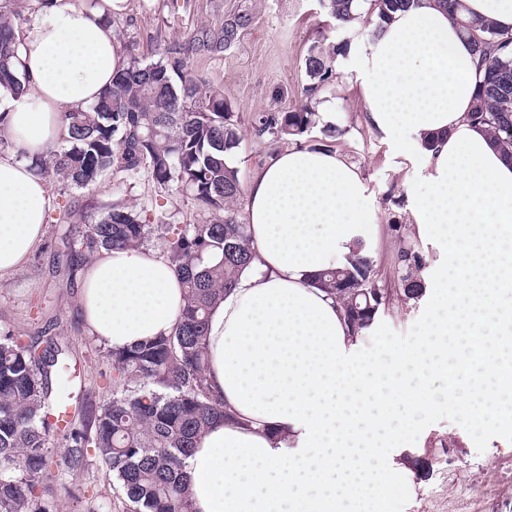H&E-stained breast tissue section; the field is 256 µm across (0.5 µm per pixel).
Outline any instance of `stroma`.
Segmentation results:
<instances>
[{
    "label": "stroma",
    "mask_w": 512,
    "mask_h": 512,
    "mask_svg": "<svg viewBox=\"0 0 512 512\" xmlns=\"http://www.w3.org/2000/svg\"><path fill=\"white\" fill-rule=\"evenodd\" d=\"M249 10L252 20L241 29L227 50L190 51L189 61L201 74L218 84L239 115L242 142L231 158L241 180L269 155L266 141L257 139L250 118L257 112L288 111L300 105L307 84L304 57L317 38H327L338 52L336 70L355 79L353 57L367 39L354 30L338 27L320 0H179L171 9L167 0H130L128 32L141 47L163 43L188 44L205 27L220 26L224 19ZM339 137L326 132L320 122L299 139L307 147L330 146L357 165L372 193L382 226L372 248L376 267L393 271L403 240L409 239L406 207L408 190L420 186L418 170L402 164L388 146L370 133L355 102L333 89ZM53 201L43 241L18 271L0 281V332L12 331L31 342L55 337L70 349L69 374L73 391L87 388L103 400L112 392V366L107 349L86 334L78 307V275L65 265L63 237L82 239L112 203L148 207L162 204L171 223H185L193 211L189 199L176 186L161 187L148 176L121 179L104 174L85 188L51 185ZM428 302L420 297L394 302L376 319L375 330L409 343L420 330ZM420 447L396 448L394 460L416 463L414 492L400 512H512V435L497 431L462 434L458 419L447 406L421 421ZM55 512H122L115 479L97 457L70 488L55 486Z\"/></svg>",
    "instance_id": "1"
}]
</instances>
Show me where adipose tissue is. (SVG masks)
<instances>
[{
	"label": "adipose tissue",
	"instance_id": "1",
	"mask_svg": "<svg viewBox=\"0 0 512 512\" xmlns=\"http://www.w3.org/2000/svg\"><path fill=\"white\" fill-rule=\"evenodd\" d=\"M127 9L52 0L22 25L27 91L0 98V124L28 155L62 146L63 113L95 103L124 68L111 21ZM356 65L348 91L368 130L420 167L412 232L446 249L428 311L409 344L352 333L315 280L356 243L375 244L372 195L339 150L270 154L246 188L255 259L210 311L206 375L229 417L187 461L193 512H396L412 471L388 452L438 404L468 432L512 427V159L468 118L471 44L422 0L383 24ZM52 200L28 163L0 158V280L42 241ZM183 305L173 265L151 249L103 250L80 271L83 323L111 350L169 335Z\"/></svg>",
	"mask_w": 512,
	"mask_h": 512
}]
</instances>
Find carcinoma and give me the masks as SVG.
<instances>
[{
  "label": "carcinoma",
  "mask_w": 512,
  "mask_h": 512,
  "mask_svg": "<svg viewBox=\"0 0 512 512\" xmlns=\"http://www.w3.org/2000/svg\"><path fill=\"white\" fill-rule=\"evenodd\" d=\"M48 0H0V92L24 93L26 77L15 67L16 29L39 13ZM461 0H437L448 17L461 23L473 41L483 75L470 120L512 158V33L489 20H464ZM420 0H374L373 38L392 14ZM329 16L351 28L358 19L355 0H323ZM251 15L224 20L218 31L201 37L207 50L229 48ZM126 67L114 76L97 101L67 112L68 146L32 163L43 177L56 175L75 188L95 184L110 172L122 178L147 174L161 186L176 185L193 202L186 224H171L166 214L115 203L94 224L82 243L91 255L103 249H139L151 235L165 243L166 257L180 276L185 304L172 333L112 350V397L96 407L81 404V421L66 422L65 448L53 462L50 436L59 431L71 400L67 376L69 349L54 337L39 359L11 333L0 335V512H52L44 481L50 466L72 479L85 468L89 452L115 474L123 512H192L185 464L201 434L224 414V404L207 378L205 328L211 308L254 259L247 225L234 205L242 194L239 169L231 156L241 143V120L224 93L200 75L185 57L186 47L170 44L147 59L117 19ZM336 49L314 41L304 58L309 83L306 102L287 112L252 117L256 138L273 149L287 146L316 124L311 100L336 83ZM425 259L409 244L398 253L395 292L407 299L422 295ZM315 284L335 295L355 329L370 325L392 304L383 293L372 259L355 254L348 265L320 274Z\"/></svg>",
  "instance_id": "1"
}]
</instances>
